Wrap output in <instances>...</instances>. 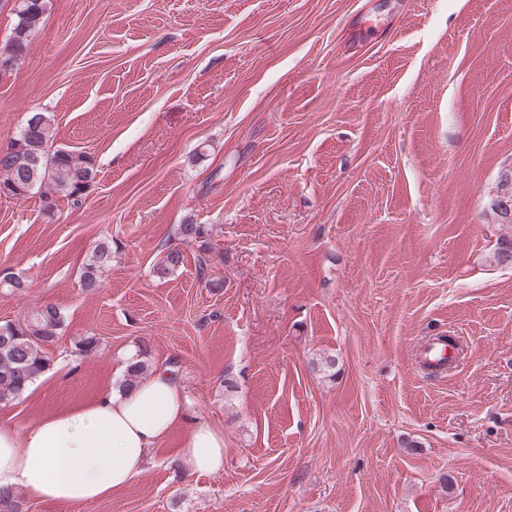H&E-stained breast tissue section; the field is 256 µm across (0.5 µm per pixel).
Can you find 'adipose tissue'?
Segmentation results:
<instances>
[{"label":"adipose tissue","mask_w":512,"mask_h":512,"mask_svg":"<svg viewBox=\"0 0 512 512\" xmlns=\"http://www.w3.org/2000/svg\"><path fill=\"white\" fill-rule=\"evenodd\" d=\"M189 410L180 384L161 369L26 432L0 425V488L60 505L100 500L142 474L159 443L182 424L188 430L180 457L191 471H222L223 430L190 419Z\"/></svg>","instance_id":"adipose-tissue-1"}]
</instances>
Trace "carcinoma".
Wrapping results in <instances>:
<instances>
[{
	"label": "carcinoma",
	"mask_w": 512,
	"mask_h": 512,
	"mask_svg": "<svg viewBox=\"0 0 512 512\" xmlns=\"http://www.w3.org/2000/svg\"><path fill=\"white\" fill-rule=\"evenodd\" d=\"M46 10V0H21L16 12L12 35L0 43V59L16 67L25 57L30 36ZM53 116L35 112L28 117L17 135L7 145L0 146V194L23 199L39 195L42 210L53 214L58 201L64 198L78 203L97 176L91 160L64 148L54 146ZM502 195L497 208L504 217L512 211V175L500 181ZM178 235L192 240L201 252L212 250V229L207 224H180ZM112 259L106 244L95 247L81 269L82 286L88 292L101 287L102 269ZM63 323L61 312L50 305L29 312L19 323L0 326V403L19 397L28 386L50 366L46 347L53 342ZM149 366L142 359L126 370L122 386H134L147 374Z\"/></svg>",
	"instance_id": "obj_1"
}]
</instances>
